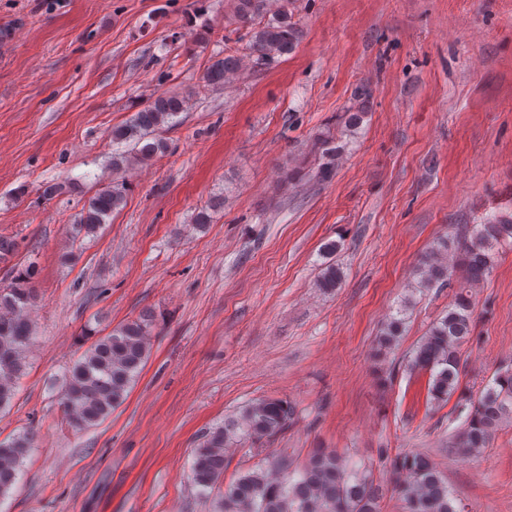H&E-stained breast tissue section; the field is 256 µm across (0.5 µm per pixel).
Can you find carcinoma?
<instances>
[{"label":"carcinoma","instance_id":"carcinoma-1","mask_svg":"<svg viewBox=\"0 0 512 512\" xmlns=\"http://www.w3.org/2000/svg\"><path fill=\"white\" fill-rule=\"evenodd\" d=\"M263 0H237L240 22L250 24L260 14ZM299 39L288 9L278 10L267 22L251 29L248 49L259 59L291 52ZM241 57L226 54L215 59L204 73L208 86L222 87L238 71ZM184 96L159 93L124 126L112 133L115 140L131 144V152L112 155V170L144 162L165 146L149 141L152 132L184 111ZM126 183L105 184L84 205L77 231L96 232L125 202ZM512 240V212H500L484 224H473L455 239L440 238L416 269L424 286L458 285L454 301L421 339L408 359L412 371L429 374L427 398L440 406L458 396L456 409L465 414L455 448L467 457L490 446L495 432L512 422V367L499 369L477 394L461 388V348L474 327V306L469 289L484 281L494 268L499 246ZM33 268L18 273L0 288V411L11 406L16 381L26 367L25 352L33 340L29 312L36 294L30 287ZM342 273L327 265L318 287H340ZM402 306L386 321L380 345H396L406 324ZM151 321L139 318L97 336L68 370L62 386L66 415L77 428L93 427L106 420L126 398L149 357L147 336ZM293 414L283 399H262L241 415L210 432L193 451L192 480L200 494L219 493L217 512H380L381 493L365 467L349 466L335 453L320 450L301 468L288 454L278 451L266 464L250 469L224 484V451L237 437L254 440L282 432ZM28 433L0 442V496L14 485L24 458L32 447ZM404 512H464L448 490L436 463L426 454L405 449L389 460Z\"/></svg>","mask_w":512,"mask_h":512}]
</instances>
